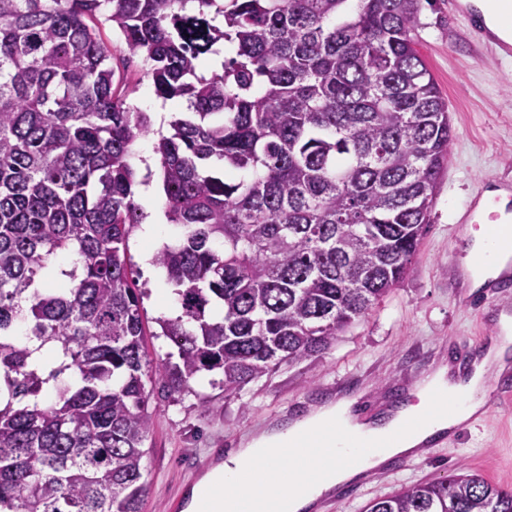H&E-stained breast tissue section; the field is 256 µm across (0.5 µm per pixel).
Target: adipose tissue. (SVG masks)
I'll return each mask as SVG.
<instances>
[{
    "instance_id": "adipose-tissue-1",
    "label": "adipose tissue",
    "mask_w": 512,
    "mask_h": 512,
    "mask_svg": "<svg viewBox=\"0 0 512 512\" xmlns=\"http://www.w3.org/2000/svg\"><path fill=\"white\" fill-rule=\"evenodd\" d=\"M511 264L512 248L495 244L488 225L471 232L466 287L479 288ZM498 323L501 342L475 362L470 376L438 365L415 384L412 401L373 422L352 419L350 399L340 398L314 407L288 427L262 431L199 479L186 512H249L254 496L264 492L277 495L279 512H307L336 486L461 426L482 407L474 391L484 378L512 367L506 358L512 351V316L500 313ZM281 448L294 454L289 465L277 455Z\"/></svg>"
}]
</instances>
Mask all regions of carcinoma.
Returning <instances> with one entry per match:
<instances>
[{"instance_id": "carcinoma-1", "label": "carcinoma", "mask_w": 512, "mask_h": 512, "mask_svg": "<svg viewBox=\"0 0 512 512\" xmlns=\"http://www.w3.org/2000/svg\"><path fill=\"white\" fill-rule=\"evenodd\" d=\"M349 2L0 0V512H141L149 386L219 371L238 395L409 274L453 138L413 37L431 0ZM106 23L188 109L155 146L181 237L153 258L180 308L154 367L127 253L151 121ZM362 512H512V490L448 475Z\"/></svg>"}]
</instances>
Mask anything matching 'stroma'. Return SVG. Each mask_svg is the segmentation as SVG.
<instances>
[{"label":"stroma","mask_w":512,"mask_h":512,"mask_svg":"<svg viewBox=\"0 0 512 512\" xmlns=\"http://www.w3.org/2000/svg\"><path fill=\"white\" fill-rule=\"evenodd\" d=\"M102 35L114 52L123 96L138 110L154 113L157 97L143 59H126L120 37L110 28H103ZM415 35L448 101L454 135L410 273L326 353L281 365L250 383L241 396H225L222 388L203 383L178 402L155 389L149 402L153 427L143 458L147 488L142 512H172V501L188 499L200 477L245 436L301 417L339 393L359 395L361 416H374L384 404L400 399L403 386L435 361L460 358L466 347L485 349L494 339L496 308L480 303L477 292L465 286L468 231L461 218L477 208L488 187H512V56L494 44L478 43L466 20L449 10L448 0L424 6ZM160 135L152 130L132 146L138 180L155 189L154 196L136 197L146 213L167 204L158 166L147 160ZM128 245L133 280L145 291L146 354L157 363L167 350L157 336L159 290L166 287V276H146L140 232L132 233ZM460 471L512 488V411L499 406L484 410L453 439L438 442L431 457L404 459L349 484L347 495L330 498L324 512H361L373 499Z\"/></svg>","instance_id":"1"}]
</instances>
